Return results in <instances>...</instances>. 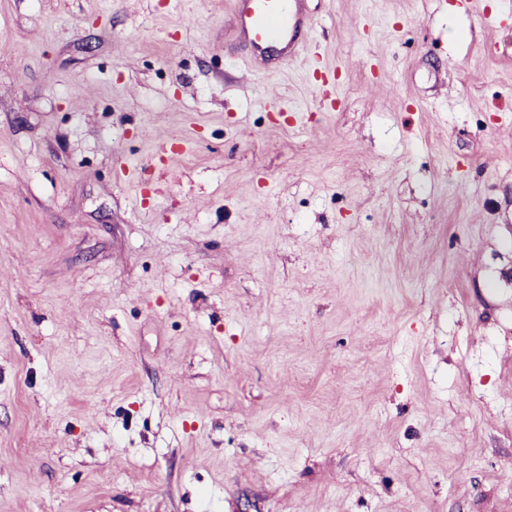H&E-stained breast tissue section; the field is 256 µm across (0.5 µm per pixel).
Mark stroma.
I'll list each match as a JSON object with an SVG mask.
<instances>
[{
	"label": "stroma",
	"mask_w": 512,
	"mask_h": 512,
	"mask_svg": "<svg viewBox=\"0 0 512 512\" xmlns=\"http://www.w3.org/2000/svg\"><path fill=\"white\" fill-rule=\"evenodd\" d=\"M482 2L306 0L267 75L233 0H0V512H512Z\"/></svg>",
	"instance_id": "obj_1"
}]
</instances>
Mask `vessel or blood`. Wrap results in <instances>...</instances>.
Listing matches in <instances>:
<instances>
[{
	"mask_svg": "<svg viewBox=\"0 0 512 512\" xmlns=\"http://www.w3.org/2000/svg\"><path fill=\"white\" fill-rule=\"evenodd\" d=\"M303 0H236L234 21L250 49L252 60L264 71L290 61L308 44L302 31L311 30L312 16Z\"/></svg>",
	"mask_w": 512,
	"mask_h": 512,
	"instance_id": "1",
	"label": "vessel or blood"
}]
</instances>
